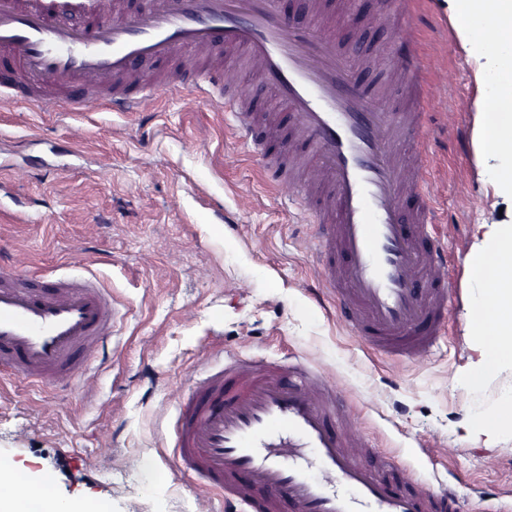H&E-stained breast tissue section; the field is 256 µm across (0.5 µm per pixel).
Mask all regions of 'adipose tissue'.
I'll return each instance as SVG.
<instances>
[{
	"label": "adipose tissue",
	"instance_id": "ef3b65f1",
	"mask_svg": "<svg viewBox=\"0 0 512 512\" xmlns=\"http://www.w3.org/2000/svg\"><path fill=\"white\" fill-rule=\"evenodd\" d=\"M111 512L107 500H62L57 483L48 474L32 475L28 470L13 466H0V512Z\"/></svg>",
	"mask_w": 512,
	"mask_h": 512
}]
</instances>
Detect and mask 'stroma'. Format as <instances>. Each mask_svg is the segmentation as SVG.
Masks as SVG:
<instances>
[{"label":"stroma","mask_w":512,"mask_h":512,"mask_svg":"<svg viewBox=\"0 0 512 512\" xmlns=\"http://www.w3.org/2000/svg\"><path fill=\"white\" fill-rule=\"evenodd\" d=\"M394 0H364L360 49L380 53ZM438 164L435 200L461 284L448 327L426 358L368 350L318 307L312 242L287 191L227 131L215 102L162 89L138 112L103 102L42 112L0 99V261L25 255L35 277L93 274L119 309L109 360L71 388L11 375L0 387V459L53 472L65 499L108 498L112 512H210L194 475L175 468L170 422L186 378L232 351L323 369L378 452L429 485L446 480L465 512L512 493V438L472 433L461 384L480 358L467 320L464 253L496 221L493 181L472 143L485 58L457 36L451 0H423Z\"/></svg>","instance_id":"stroma-1"}]
</instances>
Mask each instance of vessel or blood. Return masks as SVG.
I'll list each match as a JSON object with an SVG mask.
<instances>
[{
  "instance_id": "b4317fda",
  "label": "vessel or blood",
  "mask_w": 512,
  "mask_h": 512,
  "mask_svg": "<svg viewBox=\"0 0 512 512\" xmlns=\"http://www.w3.org/2000/svg\"><path fill=\"white\" fill-rule=\"evenodd\" d=\"M82 12L73 24L64 8ZM317 0L305 23L281 0H0V96L67 110L53 89L105 90L139 111L156 84L144 62H179L178 87L217 96L240 145L272 183L288 184L313 225L319 279L352 335L391 357L439 345L455 294L433 165L424 55L395 40L391 66L409 96L393 102L355 76V45L326 27ZM246 61L281 108L243 102L234 59ZM118 312L95 276L30 277L0 265V367L66 386L94 360ZM172 459L238 512H460L453 488H416L403 469L352 432L336 384L300 360L229 354L190 378Z\"/></svg>"
}]
</instances>
